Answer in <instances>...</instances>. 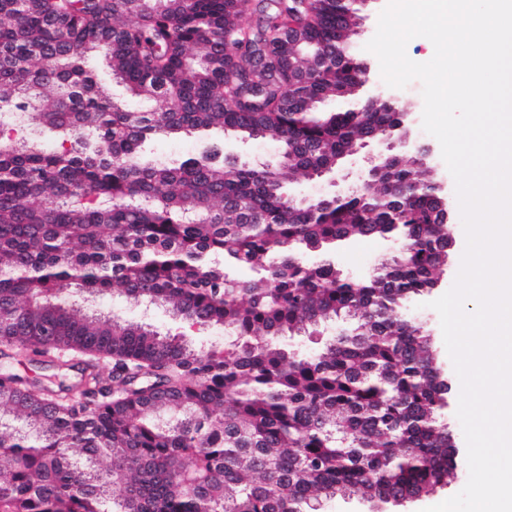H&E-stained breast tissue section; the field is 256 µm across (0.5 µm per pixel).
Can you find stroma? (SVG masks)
Instances as JSON below:
<instances>
[{
	"label": "stroma",
	"instance_id": "35a3bbf8",
	"mask_svg": "<svg viewBox=\"0 0 512 512\" xmlns=\"http://www.w3.org/2000/svg\"><path fill=\"white\" fill-rule=\"evenodd\" d=\"M387 0H370L360 14L363 18L361 25L357 28L356 35L353 36V48L358 57L369 63L371 67V81L366 86V93L378 92L383 95H395L400 103L406 107L412 114L413 123L411 125L410 139L406 145L397 147L396 152L404 162L416 160L417 153L415 146L419 143L428 144L432 149V156L427 162L435 181L445 184H453L454 179L450 174L442 156L438 141L422 128V112L424 102L422 98V84L420 81H412L405 88L391 90L382 80L380 74L379 62L376 56L366 51L365 46L374 36L377 30L378 17L383 10ZM223 139L225 153H230L239 160L249 163H267L275 164L278 159V150L276 145L268 140L258 139L242 144L236 141L232 136L222 135L221 131L213 130L202 136H196L189 139H173L170 137H159L151 141L147 147V153L155 158L163 160H178L197 152L205 143L215 139ZM379 150L378 145H370L361 149L354 156L349 167L350 175L348 178L340 180L338 187H330L328 178L322 177L313 180L301 179L291 184L290 194L302 196H319L338 191L345 195L355 190L359 184V176L364 172L370 156L376 154ZM450 224L455 245L448 253L447 263L443 268L440 282L430 293L418 297L415 303L409 307L410 315L419 323L429 334L432 345L438 355V361L441 368L450 373V405L444 415L450 430H452L458 446H465L466 440L462 426L457 418L456 404L460 392V381L458 376L453 373L454 367L447 352L443 333L440 325L438 313L432 309L431 303L445 292H447L454 283L460 267V260L465 249L466 239L464 228L460 218L457 199H449ZM391 251L386 250L380 239L355 237L352 238L336 250V266L347 277L362 278L374 271L381 261L390 259Z\"/></svg>",
	"mask_w": 512,
	"mask_h": 512
}]
</instances>
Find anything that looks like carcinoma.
Returning a JSON list of instances; mask_svg holds the SVG:
<instances>
[{"mask_svg":"<svg viewBox=\"0 0 512 512\" xmlns=\"http://www.w3.org/2000/svg\"><path fill=\"white\" fill-rule=\"evenodd\" d=\"M359 12L0 0V512H310L352 495L379 509L447 483L451 387L405 317L448 256L434 183L394 162L322 205L284 197L396 120L323 109L365 78ZM100 62L151 110L113 98ZM211 129L271 139L284 163L226 162L218 144L143 159L156 135ZM354 236L401 248L351 279L330 250ZM115 295L235 340L196 347L89 305ZM342 316L357 325L313 352L280 342ZM75 358V385L13 372Z\"/></svg>","mask_w":512,"mask_h":512,"instance_id":"1","label":"carcinoma"}]
</instances>
